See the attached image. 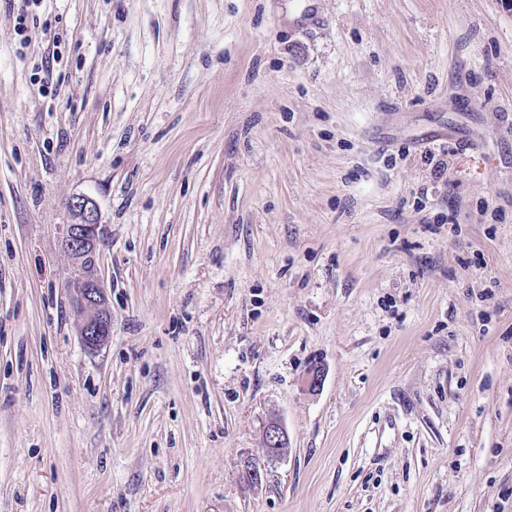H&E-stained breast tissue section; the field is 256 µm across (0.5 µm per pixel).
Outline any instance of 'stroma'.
Listing matches in <instances>:
<instances>
[{
  "mask_svg": "<svg viewBox=\"0 0 512 512\" xmlns=\"http://www.w3.org/2000/svg\"><path fill=\"white\" fill-rule=\"evenodd\" d=\"M302 4L0 0V512H512V0ZM69 207L76 220L62 229V246L72 261L66 287L80 319L82 344L95 351L112 334L106 287L99 273L102 226L96 205L89 198L75 197ZM288 435L283 426L277 421L267 424L263 432L261 447L272 457H276L287 448Z\"/></svg>",
  "mask_w": 512,
  "mask_h": 512,
  "instance_id": "obj_1",
  "label": "stroma"
}]
</instances>
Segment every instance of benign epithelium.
Returning <instances> with one entry per match:
<instances>
[{"label": "benign epithelium", "mask_w": 512, "mask_h": 512, "mask_svg": "<svg viewBox=\"0 0 512 512\" xmlns=\"http://www.w3.org/2000/svg\"><path fill=\"white\" fill-rule=\"evenodd\" d=\"M70 210L75 222L63 225L62 246L71 257L66 287L70 303L80 319L82 344L90 351L100 348L112 334L104 280L99 273L102 226L98 222L96 205L84 196L71 200ZM288 435L277 421L267 424L262 448L276 457L284 452Z\"/></svg>", "instance_id": "1"}]
</instances>
